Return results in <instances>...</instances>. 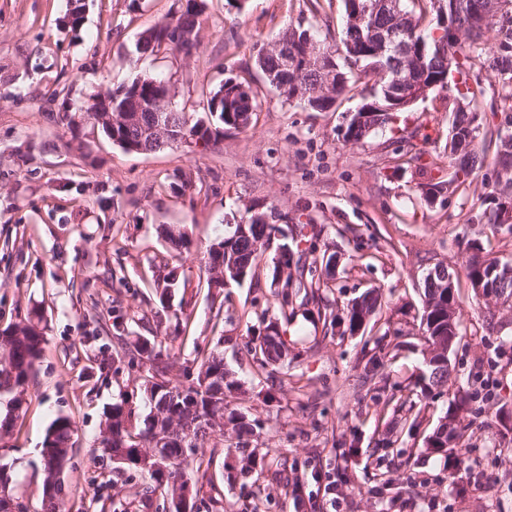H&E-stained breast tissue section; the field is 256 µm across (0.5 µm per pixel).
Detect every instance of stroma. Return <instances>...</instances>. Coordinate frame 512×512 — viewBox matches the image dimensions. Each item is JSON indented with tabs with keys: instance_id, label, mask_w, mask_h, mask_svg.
Here are the masks:
<instances>
[{
	"instance_id": "35a3bbf8",
	"label": "stroma",
	"mask_w": 512,
	"mask_h": 512,
	"mask_svg": "<svg viewBox=\"0 0 512 512\" xmlns=\"http://www.w3.org/2000/svg\"><path fill=\"white\" fill-rule=\"evenodd\" d=\"M69 0H0V330L42 317L45 337L31 399L13 437L0 440L10 492L40 512L41 448L51 422L75 423L63 480L69 512H159L145 475L116 469L98 445L119 392L139 388L147 362L100 366L101 345L165 338L181 361L218 348L241 390L227 411L245 414L252 435L225 427L219 446L189 449L223 469L203 488L196 512H512V305L474 293L468 242L512 259V232L483 217L499 172L429 204L419 183L449 178L443 155L452 116L440 99L418 101L393 128L359 141L345 129L371 87L341 95L326 112L285 101L256 66L288 28L317 27L337 45L339 0H205L192 55L137 52L141 34L185 0H86L80 30L63 18ZM140 74L167 81L175 110L205 117L210 91L244 82L258 108L247 130L225 131L202 149L130 152L90 125L79 133L60 113ZM262 212L272 245L259 275L223 292L214 319L203 252L225 227ZM185 231L174 252L164 228ZM305 233L313 272L324 254L340 259L328 299L334 314L367 289L383 292L365 328L340 334L316 304L294 302L285 323L288 357L268 380L251 353L264 318L277 311L275 245ZM455 273L459 334L444 392L426 386L423 280L435 265ZM177 270L169 307L156 277ZM183 305L189 329L172 308ZM383 365L367 378L371 357ZM462 431L452 455L428 440L448 408ZM265 456L258 476L240 472V449Z\"/></svg>"
}]
</instances>
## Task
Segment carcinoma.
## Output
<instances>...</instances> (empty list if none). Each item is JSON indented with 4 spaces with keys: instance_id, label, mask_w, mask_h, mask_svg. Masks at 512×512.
I'll return each mask as SVG.
<instances>
[{
    "instance_id": "obj_1",
    "label": "carcinoma",
    "mask_w": 512,
    "mask_h": 512,
    "mask_svg": "<svg viewBox=\"0 0 512 512\" xmlns=\"http://www.w3.org/2000/svg\"><path fill=\"white\" fill-rule=\"evenodd\" d=\"M345 24L341 43L345 50L344 63L336 62L331 48L318 43L307 31L289 30L279 39V43L288 46V52L296 60L294 69L288 71V91L283 93L287 101L303 98L304 92L316 87L322 79L324 69L335 71L340 80L320 97V103L310 105L316 111H326L347 89L367 78L374 80L373 100L365 112V121L360 125H349L346 135L353 141H359L373 130L392 123L397 114L408 111L396 107L391 91L399 86L412 88L419 82L431 83L444 74V64L448 54L456 56L452 69L462 72L473 59L478 46L485 35H493L500 40L503 54L493 59L492 69L497 72L503 83L512 84V20L504 25L500 21L487 17L483 11V0H399V11L386 12L375 10L372 0H342ZM174 22L183 30L191 33V38L175 45V49L189 55L197 48V30L200 26V10L197 0H187L184 10L175 17ZM392 32L396 41L407 42V52L416 58L415 66L407 65L405 57L397 53V46H387L381 50L372 41L370 30ZM161 48L159 27L143 33L137 43L141 54L154 53ZM257 65L269 83L280 86L279 56L257 55ZM139 89L143 99L153 98L167 91L163 82L151 76H137L131 82L112 93V111L122 110L129 100L133 89ZM248 96L251 107L257 108L256 96L250 86L242 82L236 86L221 85L208 101L210 119L205 131H220L235 128L232 118L244 110L243 96ZM486 92L481 86L464 85L457 90V97L467 105V109H451L452 125L466 135L472 122L478 116ZM95 113L64 112L59 120L74 131L79 132L80 125L93 122ZM448 158L454 161L455 171L448 180L429 182L433 189L449 184L453 190L467 184L474 171L481 167L487 158L503 166L505 171L512 170V159L503 160L507 144L499 128L486 127L478 142H470V148L459 156L455 144L446 142ZM512 203V177L499 181V188L486 211H492L502 202ZM273 227L266 223L252 221L245 225L241 235L230 232L224 236V252L207 249L206 283H211L214 275L226 273L229 281L237 282L227 261L232 257L248 263L246 276L256 274L258 258L265 242L270 240ZM308 255L307 250H293L283 245L277 262L273 267V278L282 282L277 293L278 310L283 319H288V307L293 299L309 284L303 279V268ZM479 256L467 260L466 277L484 279V284L495 283L491 275V265ZM439 277L425 278L423 285V314L426 319V331L429 353L437 357L443 351V343L448 336V296L447 289L437 288ZM380 306L377 290L370 289L356 298L348 310L344 323L345 330L354 332L363 320L371 317ZM254 353L258 356L260 367H276L285 356L287 347L283 341L275 342L268 335L257 337ZM44 336L39 326L27 319L0 331V401H5V413L0 414V439L14 434L19 411L27 403L30 385L35 375V366L43 353ZM123 355L135 359L146 357L149 362L148 375L144 379L145 391L150 394V410L141 414L134 401V395L123 393L112 402L106 417L105 426L100 432L99 445L111 459H118V467L145 473L149 476L148 493H160L162 498L176 495L178 486L190 484L200 491L199 484L207 478L212 460L202 459L191 465L184 456L183 447L195 448L197 444L209 440L223 439L224 435L211 430L209 421L216 416H224V396L222 390L232 391L234 382L224 381L226 371L224 358L210 352L200 361L193 381L185 386L172 381L174 372L181 369L178 358L171 353L168 345L161 340L138 337L136 341L121 348ZM160 432L168 439V452L173 462L166 478L139 467L136 461L147 455L154 432ZM74 423L68 417H58L50 424L42 443L47 461L42 463L44 474L43 487L51 488L52 493L42 496L41 512H66V491L62 478L65 464L73 452L72 436Z\"/></svg>"
}]
</instances>
